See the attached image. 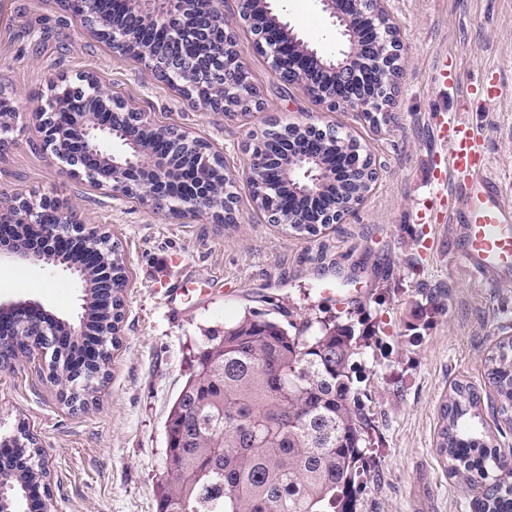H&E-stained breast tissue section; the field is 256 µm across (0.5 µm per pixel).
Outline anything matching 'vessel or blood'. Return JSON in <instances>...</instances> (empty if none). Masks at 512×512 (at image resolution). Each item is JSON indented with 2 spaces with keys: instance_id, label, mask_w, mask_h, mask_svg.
I'll return each instance as SVG.
<instances>
[{
  "instance_id": "b4317fda",
  "label": "vessel or blood",
  "mask_w": 512,
  "mask_h": 512,
  "mask_svg": "<svg viewBox=\"0 0 512 512\" xmlns=\"http://www.w3.org/2000/svg\"><path fill=\"white\" fill-rule=\"evenodd\" d=\"M436 137L449 146L445 174L436 185L453 202L448 219L460 226L469 272L477 281L499 283L512 270V192L492 177L487 148L468 122L440 121Z\"/></svg>"
}]
</instances>
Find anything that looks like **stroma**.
Wrapping results in <instances>:
<instances>
[{"label": "stroma", "instance_id": "35a3bbf8", "mask_svg": "<svg viewBox=\"0 0 512 512\" xmlns=\"http://www.w3.org/2000/svg\"><path fill=\"white\" fill-rule=\"evenodd\" d=\"M282 4L306 41L335 54L341 43L319 0ZM387 8L405 49L396 104L375 125L276 78L246 25L234 27L236 49L262 107L225 114L113 55L59 0H0V98L19 114L0 147V197L68 202L77 220L111 231L128 269L109 379L88 409H69L48 382L50 355L0 366V437L22 427L36 438L50 470V512H158L165 421L189 352L208 331L253 313L284 326L333 318L353 328L373 461L358 512H474L480 493L451 477L439 452L441 408L454 382L473 385L495 445L512 451V429L495 426L499 402L486 363L512 337V277L494 287L471 277L448 205L434 200L430 173L447 148L433 128L441 109L469 101L465 118L485 141L491 173L512 183V0H387ZM444 57L457 72L448 89L436 80ZM87 74L220 152L238 223L165 217L93 187L45 151L31 112L54 82ZM269 120L329 125L371 153L378 178L342 223L315 236L287 234L253 203L247 145ZM184 277V296L169 301V284ZM81 295L58 263L0 259V303L35 300L73 321Z\"/></svg>", "mask_w": 512, "mask_h": 512}]
</instances>
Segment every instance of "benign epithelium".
I'll list each match as a JSON object with an SVG mask.
<instances>
[{
  "instance_id": "7a95c632",
  "label": "benign epithelium",
  "mask_w": 512,
  "mask_h": 512,
  "mask_svg": "<svg viewBox=\"0 0 512 512\" xmlns=\"http://www.w3.org/2000/svg\"><path fill=\"white\" fill-rule=\"evenodd\" d=\"M322 11L336 23L344 38V48L336 57H325L299 37L274 7V0H237L235 20L244 22L255 37L256 46L270 58L271 67L281 81L321 89L319 100L331 110L369 113L373 116L389 112L395 105L397 84L393 76L401 67L403 39L391 21L385 0H319ZM127 19L121 27L109 28L92 10L84 18L87 30L112 43V50L122 56L129 54L139 35V27L154 24L163 30L164 41L159 49L144 54L163 77L195 75L218 85L223 96L206 104L213 112H239L232 101L244 94V65L239 60L233 34V22L224 18V0H206L203 17L195 18L194 0H127ZM192 36L203 44L224 42V59L216 66L210 56H187L179 51L183 41ZM99 80L86 75L80 83L52 85V105L31 113L41 135L43 148L63 160L74 175L89 177L94 185L113 195L130 193L141 197L143 205L171 217L183 214L203 218L215 224L224 223V209L232 211V223H238L236 201H224V208L208 206L214 180L212 174H224L223 156L195 146V139L186 131L158 126L145 112L131 107L125 100L104 90H95ZM87 102L81 123L73 129L66 124L63 108L72 98ZM311 136L295 138L288 128L270 123L267 143L271 150L256 159L259 172L276 173L266 178L264 213L270 224L293 222L301 208L285 201L280 191L282 180H288L298 199L314 202L327 188L336 186V179L367 182V173L377 171L369 156L356 154L347 159L340 173H327L314 168L318 144L336 138V132L314 124L305 125ZM130 130L144 134L131 150H114V138ZM358 206L347 202L338 210H328L316 217V224H339L345 215ZM31 236L62 248L72 240H91L111 236L95 224H74L72 211L59 201L44 197L36 205L15 198L9 205L0 204V229H9L14 237L0 240V252L16 259L38 262L43 255L23 250L15 234L21 228ZM12 317L0 327L3 336L24 337V351L52 352L63 355L62 337L79 336L84 328L75 323L62 325L34 318L36 306L13 302ZM87 371L84 366L72 367L65 376H51L50 382L60 395L72 397L74 386Z\"/></svg>"
}]
</instances>
